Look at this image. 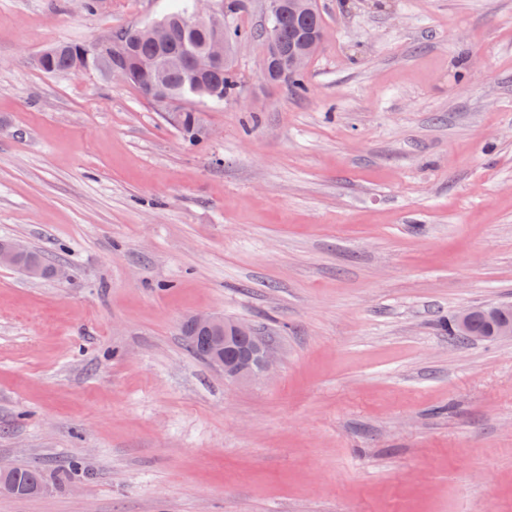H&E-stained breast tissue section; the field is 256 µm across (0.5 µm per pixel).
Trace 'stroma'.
<instances>
[{
  "instance_id": "obj_1",
  "label": "stroma",
  "mask_w": 512,
  "mask_h": 512,
  "mask_svg": "<svg viewBox=\"0 0 512 512\" xmlns=\"http://www.w3.org/2000/svg\"><path fill=\"white\" fill-rule=\"evenodd\" d=\"M305 91L205 105L187 146L116 76L34 58L171 0H0V512H512V341L448 313L512 302V0H317ZM254 324L271 372L187 350ZM77 461L78 471L66 464ZM476 308H465L458 310L454 314V326L455 328H452V331L449 327L452 321V316L449 318V324H448V336L455 338L457 341L461 342L464 339L462 336L468 337L470 341H484L487 340L486 336H490L488 333H484L485 336H472L473 335V328H472V321L475 316ZM454 331L457 333V335L454 334ZM206 330L212 334L196 329ZM185 320L180 332L186 346L196 356L205 359L208 349V338L215 358L210 364L224 372V380L231 384H244L252 379L270 372L274 364V355L270 345L258 338L251 348L235 356L228 355L230 345L242 337L253 336L255 328L252 324L242 321L229 322L218 314H195ZM16 466H3L0 464V490L2 484L15 471ZM11 484L16 489V493H4L16 497H36L44 490L42 475L36 469L28 466H19L13 473Z\"/></svg>"
}]
</instances>
